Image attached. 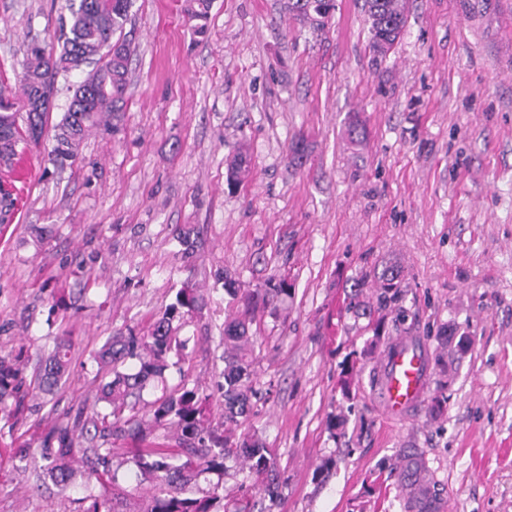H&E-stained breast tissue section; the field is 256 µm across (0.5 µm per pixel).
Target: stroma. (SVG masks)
<instances>
[{"instance_id": "obj_1", "label": "stroma", "mask_w": 512, "mask_h": 512, "mask_svg": "<svg viewBox=\"0 0 512 512\" xmlns=\"http://www.w3.org/2000/svg\"><path fill=\"white\" fill-rule=\"evenodd\" d=\"M64 0H0V71L19 77L28 43L53 42ZM288 0H212L206 35L186 0H134L135 52L117 128H92L75 162L45 136L7 183L0 224V356L32 375L57 337L73 360L58 411L96 410L95 354L143 337L188 288L179 351L141 393L198 386L224 430V290L287 281L250 311L260 398L238 429L278 477L269 512H405L397 460L426 457L449 512H512V0H407L386 56L364 0H336L324 30ZM304 157L293 164L290 150ZM251 172L227 183L237 153ZM192 228L194 258L176 234ZM393 284L396 299L380 307ZM397 336L430 354V387L407 422L378 410L377 367ZM0 436V512H82L32 492ZM170 426L112 440L120 484L133 448H176Z\"/></svg>"}]
</instances>
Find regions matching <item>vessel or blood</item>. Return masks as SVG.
<instances>
[{"mask_svg": "<svg viewBox=\"0 0 512 512\" xmlns=\"http://www.w3.org/2000/svg\"><path fill=\"white\" fill-rule=\"evenodd\" d=\"M430 383L428 349L411 336L395 337L381 357L378 368L379 406L393 423L410 419L424 402ZM402 490L407 512H439L436 488L404 474Z\"/></svg>", "mask_w": 512, "mask_h": 512, "instance_id": "b4317fda", "label": "vessel or blood"}]
</instances>
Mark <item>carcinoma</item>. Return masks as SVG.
I'll list each match as a JSON object with an SVG mask.
<instances>
[{
  "mask_svg": "<svg viewBox=\"0 0 512 512\" xmlns=\"http://www.w3.org/2000/svg\"><path fill=\"white\" fill-rule=\"evenodd\" d=\"M70 15L61 21L62 37L58 48H47L39 42L27 45L26 60L18 80V91L7 90L0 78V168L12 169L21 144L38 142L49 122L50 112L37 110V96L54 94L55 77L78 72L83 78L73 86L71 107L54 126L55 144L49 154L54 164L73 161L76 149L86 132L107 118H117L126 106L132 40L124 32L132 0H69ZM322 0H288V13L294 19L320 31L325 23L316 22ZM370 21V43L380 56L392 50L400 29L406 24L403 0H365ZM247 155L239 154L228 168L230 184L242 180L248 171ZM15 199L9 190H0V224L11 222ZM199 298L180 291L154 324L151 335L112 336L100 348L97 361L106 368L110 380L101 389L99 401L111 408L116 418L113 432L98 426L100 413L90 417L83 411L67 413L33 439L36 448L25 445L13 449V457L27 463L39 455L42 465L34 468L33 489H54L67 494L76 488L78 469L82 464L86 480L85 512H114L109 500L95 494L91 480L106 475L118 484L112 470V449L105 447L112 433L139 435L147 429L169 422L177 428L182 447L169 451L162 448H136L131 462L136 485H128L121 494L139 491L145 480L154 483V492L145 501L143 512H264L263 500L274 498V478L261 479L271 472L268 451L257 441L237 445L230 437L217 436L207 424V398L196 388H183L179 393L164 394L152 405V415H141L128 407V399L137 397L146 385L167 367L166 357L179 346L173 322L192 310ZM244 320L235 317L224 327V432L230 434L241 424L257 397L253 370L245 356L235 353L237 342L246 337ZM72 359V342L67 336L56 339L52 351L38 364L31 379L22 375L14 359L0 358V418L8 425L9 434L25 418L33 402L54 394L68 373ZM138 361L134 372L125 370L127 361ZM132 414L121 418L122 410ZM234 458L242 467L260 477L253 489L259 498L246 497L232 503L224 501L226 460ZM214 475L199 496L186 492L203 475Z\"/></svg>",
  "mask_w": 512,
  "mask_h": 512,
  "instance_id": "cac0c4a2",
  "label": "carcinoma"
}]
</instances>
